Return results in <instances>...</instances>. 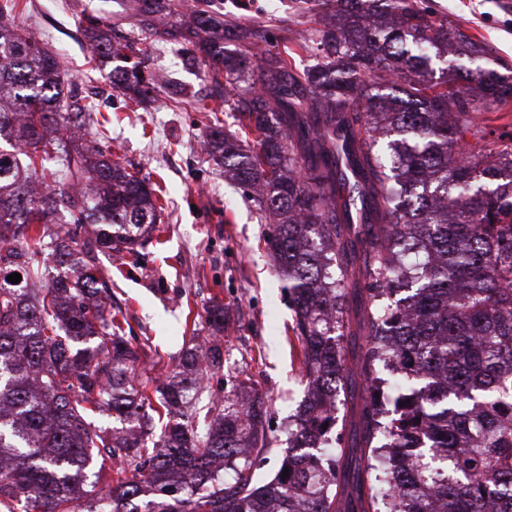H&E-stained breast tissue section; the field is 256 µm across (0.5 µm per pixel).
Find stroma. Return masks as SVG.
Returning <instances> with one entry per match:
<instances>
[{
	"instance_id": "stroma-1",
	"label": "stroma",
	"mask_w": 512,
	"mask_h": 512,
	"mask_svg": "<svg viewBox=\"0 0 512 512\" xmlns=\"http://www.w3.org/2000/svg\"><path fill=\"white\" fill-rule=\"evenodd\" d=\"M424 7L448 15L490 58L512 67V0H421ZM218 10L246 26H267L274 43L312 36L318 24L301 13L297 0H214ZM110 12L126 34L139 30L133 9L116 0H20L14 14L25 33L60 59L68 80L97 95L108 112L101 139L113 159L135 165L163 207L159 242L117 260L100 258L112 279V307L127 320L125 332L143 356L137 371L151 385L173 375L197 336H210L208 310L224 308L220 336L222 366L216 378L226 386L252 378L237 389L240 398L261 394L271 414V450L256 462L260 478H270L288 451V423L304 399L302 345L294 335L295 314L288 280L265 244L271 225L241 188L208 159L201 143L202 115L196 108H172L166 93L155 103H137L114 112L111 65L93 68L91 51L78 25L81 14ZM169 73L189 83L198 105L208 103L214 86L204 67H186L174 51L152 56Z\"/></svg>"
}]
</instances>
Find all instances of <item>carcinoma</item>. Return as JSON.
<instances>
[{
    "label": "carcinoma",
    "instance_id": "carcinoma-1",
    "mask_svg": "<svg viewBox=\"0 0 512 512\" xmlns=\"http://www.w3.org/2000/svg\"><path fill=\"white\" fill-rule=\"evenodd\" d=\"M302 3L316 38L274 50L210 0H195L192 23L170 20L176 0H142L141 38L119 47L109 17L86 27L95 57L138 58L113 70L118 90L190 95L145 70L158 36L224 88L205 146L275 225L267 245L288 274L307 381L289 474L269 480L254 467L270 448L260 399H213L210 421L190 412L197 350L156 407L136 379L98 260L162 232L158 197L97 145L70 149L100 106L18 32L15 0L0 4V512H512V130L482 119L512 111V70L434 76L443 55L484 49L418 0ZM248 53L259 62L239 92ZM301 54L316 63L298 70ZM223 110L253 141L224 134ZM58 215L75 228L51 229ZM381 367L404 372L410 401H386ZM97 411L138 429L104 434ZM348 422L349 446L336 434ZM103 452L112 479L88 491Z\"/></svg>",
    "mask_w": 512,
    "mask_h": 512
}]
</instances>
